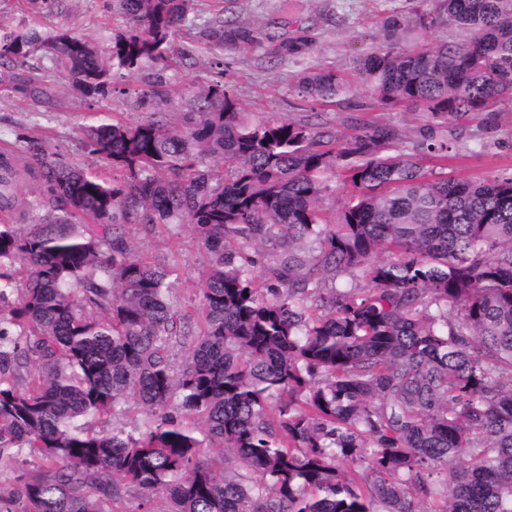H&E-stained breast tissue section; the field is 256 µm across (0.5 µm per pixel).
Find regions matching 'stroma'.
I'll list each match as a JSON object with an SVG mask.
<instances>
[{
    "label": "stroma",
    "instance_id": "stroma-1",
    "mask_svg": "<svg viewBox=\"0 0 512 512\" xmlns=\"http://www.w3.org/2000/svg\"><path fill=\"white\" fill-rule=\"evenodd\" d=\"M434 7V0H303L298 10L291 12L283 9L282 0H232L227 6L228 17L250 23L254 40L225 49L223 63L218 66L207 50L212 8L206 5L196 27L179 29L173 35V66L163 77L175 88L190 85L202 89L224 81L252 120L303 119L311 115L312 105L292 93L290 86L304 68L330 66L353 76L354 59L371 51L388 13L396 11L414 18ZM0 23L27 25L44 32L66 29L102 47L110 46L113 34L125 27L123 18L112 11V0H57L50 11L34 9L25 0H0ZM300 27L308 28L315 37V51L302 60L277 57L274 47ZM46 78L57 97L56 105L47 108L0 90V137L12 141L32 134L46 136L66 163L91 169L98 166L82 146L81 127L112 118L131 122L151 108L150 103L136 102L124 93L125 88L152 82L154 75L149 68L116 72L114 92L95 105L74 92L61 74L50 71ZM369 103L364 94L339 100L321 106V119L340 136L355 134L364 121L392 124L402 135L394 145L398 151L420 141L426 133L428 121L423 113L411 108L380 112L370 109ZM447 130L456 152L448 162L449 174L479 179L512 172V104H503L493 122L463 116L448 121ZM125 232L141 254L158 263H177L179 273L172 280L176 303L182 309L196 310L197 282L208 255L190 231H182L176 239L147 236L134 225L126 226Z\"/></svg>",
    "mask_w": 512,
    "mask_h": 512
}]
</instances>
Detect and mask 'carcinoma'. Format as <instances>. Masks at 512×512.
<instances>
[{
	"label": "carcinoma",
	"mask_w": 512,
	"mask_h": 512,
	"mask_svg": "<svg viewBox=\"0 0 512 512\" xmlns=\"http://www.w3.org/2000/svg\"><path fill=\"white\" fill-rule=\"evenodd\" d=\"M113 2L127 26L106 50L0 25V87L49 103L28 64L42 50L105 98L113 69L165 68L201 0ZM212 34L214 55L252 41L222 8ZM313 48L302 33L276 53ZM354 71L355 84L309 67L291 89L434 121L489 115L512 101V0L393 12ZM139 98L155 109L81 130L110 175L45 137L0 139V474L24 456L0 512H116L133 489L138 512H512V174L439 177L421 154L448 161V139L390 154L388 124L340 138L248 121L221 82L189 112L167 110L161 80ZM338 178L354 193L329 218ZM129 224L192 230L208 254L196 322L173 302L177 265L138 253ZM346 275L367 287L337 291ZM130 397L142 425L91 430Z\"/></svg>",
	"instance_id": "obj_1"
}]
</instances>
